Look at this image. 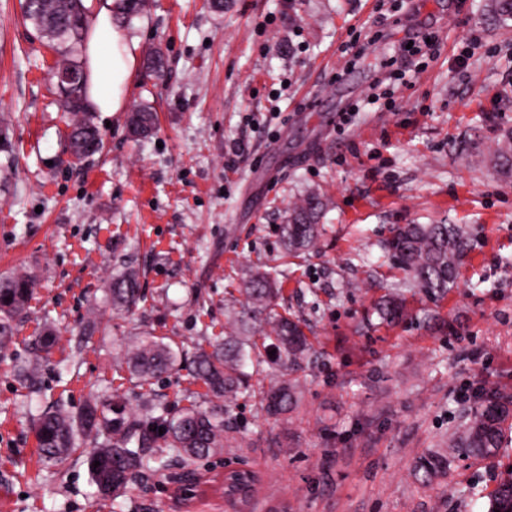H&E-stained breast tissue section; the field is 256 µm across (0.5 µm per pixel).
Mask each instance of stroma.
<instances>
[{
    "label": "stroma",
    "mask_w": 512,
    "mask_h": 512,
    "mask_svg": "<svg viewBox=\"0 0 512 512\" xmlns=\"http://www.w3.org/2000/svg\"><path fill=\"white\" fill-rule=\"evenodd\" d=\"M490 5L224 0L216 13L204 0H155L128 31L141 52L161 49L165 67L140 71L130 102L150 104L159 129L136 141L125 113H91L104 147L78 159L46 75L55 53L20 0H0V113L14 157L0 180V275L36 276L27 317L0 350V512H101L91 441L43 462L33 419L115 390L131 417L147 399L212 405L184 369L138 385L120 347L142 333L188 346L223 335L225 307L256 266L280 281V310L306 324L300 408L264 411L261 390L284 368L262 364L231 419L240 447L197 461L191 482L167 456L166 477L133 486L123 512H486L512 479V445L478 460L449 440L484 393L512 397V171L494 161L512 130V19ZM408 31L433 33L439 48L416 56L405 83L390 55ZM383 92L392 110L351 114ZM313 189L328 201L319 248L285 255L280 227ZM410 223L474 235L446 297L401 288L383 254ZM127 263L145 300L117 315L105 289ZM396 288L409 316L380 323L373 307ZM48 323L58 359L30 388L15 365ZM430 453L449 463L425 488L413 470ZM228 466L260 474L248 499L225 500Z\"/></svg>",
    "instance_id": "35a3bbf8"
}]
</instances>
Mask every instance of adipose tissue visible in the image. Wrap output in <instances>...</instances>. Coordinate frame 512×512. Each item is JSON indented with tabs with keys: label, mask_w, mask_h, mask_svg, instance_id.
<instances>
[{
	"label": "adipose tissue",
	"mask_w": 512,
	"mask_h": 512,
	"mask_svg": "<svg viewBox=\"0 0 512 512\" xmlns=\"http://www.w3.org/2000/svg\"><path fill=\"white\" fill-rule=\"evenodd\" d=\"M88 39L82 49L85 101L93 112L127 111L129 91L140 68L139 40L115 20V0H84Z\"/></svg>",
	"instance_id": "adipose-tissue-1"
}]
</instances>
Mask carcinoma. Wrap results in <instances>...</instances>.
I'll return each mask as SVG.
<instances>
[{
    "label": "carcinoma",
    "instance_id": "carcinoma-1",
    "mask_svg": "<svg viewBox=\"0 0 512 512\" xmlns=\"http://www.w3.org/2000/svg\"><path fill=\"white\" fill-rule=\"evenodd\" d=\"M149 6V0H118L117 21L128 25ZM23 17L49 39L57 55L56 67L83 69L82 48L87 39L86 8L83 0H23ZM85 87L60 92V106L71 115L70 137L77 157H88L102 147L98 131L83 117ZM154 115L147 106H138L128 117L135 137L144 136L154 128ZM323 208L322 199L308 195L295 206L283 226V246L287 254L296 255L317 247L321 227L318 224ZM468 232L455 224H402L384 244V256L403 271L407 279L423 288L430 296L443 298L456 283L459 266L471 251ZM33 279L25 273L0 278V348L10 344L15 325L27 313L33 292ZM242 299L233 313L224 335L208 341V347L197 346L191 355L190 374L201 381L208 393L224 400L222 408H202L196 404L169 414H155L151 402L144 404L140 419L126 414L125 397L115 393L102 401L85 406L72 414L58 404L44 410L35 425V438L41 459L62 458L79 447V440L94 441L89 458L91 479L97 493L112 501V512H121L118 498L131 485L153 471L146 453L148 448H169L178 453L185 464L209 458L225 448H234L238 438L228 423L234 407L246 386L245 368L259 359L264 344L258 335V324L271 326L275 346L282 364L296 370L309 358L311 344L301 320L280 313L275 301L281 292L272 274L257 268L247 273L238 289ZM106 295L117 313H128L144 296L140 287V272L127 266L112 278ZM384 323H396L406 318L399 295L392 292L374 308ZM55 337L47 333L31 347L26 361L18 365V377L26 382L37 379L40 363L53 357ZM183 348L151 336H136L124 345L123 363L143 384L160 378L178 368L185 358ZM266 412L272 416L286 415L301 401L295 379L275 381L265 395ZM512 431L509 402L489 394L470 412L462 433L452 440V447L464 448L468 455L488 458L507 443ZM100 465H95V462ZM448 461L438 455L422 459L415 467L416 480L429 486L445 473ZM231 484L225 486V497L232 499L249 492L257 477L246 471H235ZM488 512H512V481L498 485L490 497Z\"/></svg>",
    "mask_w": 512,
    "mask_h": 512
}]
</instances>
